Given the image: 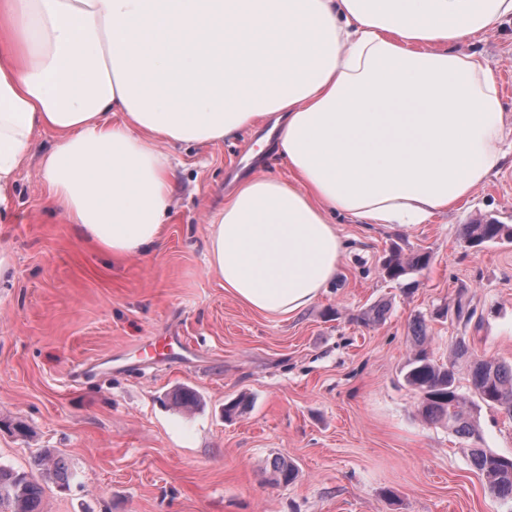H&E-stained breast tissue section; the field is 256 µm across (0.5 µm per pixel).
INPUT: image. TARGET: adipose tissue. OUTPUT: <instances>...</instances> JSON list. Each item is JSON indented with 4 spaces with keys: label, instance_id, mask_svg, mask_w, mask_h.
Returning <instances> with one entry per match:
<instances>
[{
    "label": "adipose tissue",
    "instance_id": "ef3b65f1",
    "mask_svg": "<svg viewBox=\"0 0 512 512\" xmlns=\"http://www.w3.org/2000/svg\"><path fill=\"white\" fill-rule=\"evenodd\" d=\"M512 0H0V215L32 135L54 207L116 258L156 248L167 146L272 121L290 178L237 183L208 215L211 270L261 313L334 280V218L421 224L512 154L497 75L466 38Z\"/></svg>",
    "mask_w": 512,
    "mask_h": 512
}]
</instances>
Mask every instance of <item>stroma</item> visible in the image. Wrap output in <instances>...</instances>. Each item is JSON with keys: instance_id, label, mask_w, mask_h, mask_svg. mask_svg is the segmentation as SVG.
Listing matches in <instances>:
<instances>
[{"instance_id": "1", "label": "stroma", "mask_w": 512, "mask_h": 512, "mask_svg": "<svg viewBox=\"0 0 512 512\" xmlns=\"http://www.w3.org/2000/svg\"><path fill=\"white\" fill-rule=\"evenodd\" d=\"M498 75L512 127V19L472 37ZM269 124L239 138L169 147L173 205L157 254L115 259L55 211L38 176L49 135L33 137L12 212L0 222V465L42 489V512H512L468 450L512 457V417L472 399L478 439L425 421L404 366L423 324L437 362L457 342L512 364V242L468 244L476 218L512 225V163L469 200L409 227L337 216L345 253L306 309L269 316L210 270L206 218L234 178L287 177ZM428 254L399 280L391 251ZM152 336L186 347L135 355ZM196 392L190 412L172 402ZM247 406L225 417V405ZM53 452L63 482L35 464ZM298 470L288 484L273 462Z\"/></svg>"}]
</instances>
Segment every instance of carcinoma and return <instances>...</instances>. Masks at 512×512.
<instances>
[{"instance_id":"obj_1","label":"carcinoma","mask_w":512,"mask_h":512,"mask_svg":"<svg viewBox=\"0 0 512 512\" xmlns=\"http://www.w3.org/2000/svg\"><path fill=\"white\" fill-rule=\"evenodd\" d=\"M464 236L474 245L495 242L503 238L512 241V227L497 221L477 222L464 227ZM427 256L403 258L392 254L385 263V272L397 279L423 267ZM464 363L472 393L488 406H494L512 416V364L471 357L463 342L457 343L447 364H437L427 348L421 346L409 357L404 374L406 384L420 397L419 411L424 420L441 422L448 430L472 438L477 434L469 400L459 391L457 364ZM471 465L485 478L488 491L500 498L512 500V458H506L484 448L470 449ZM36 465L67 477L65 467L49 455L39 456ZM41 488L26 473L0 466V512H41Z\"/></svg>"}]
</instances>
